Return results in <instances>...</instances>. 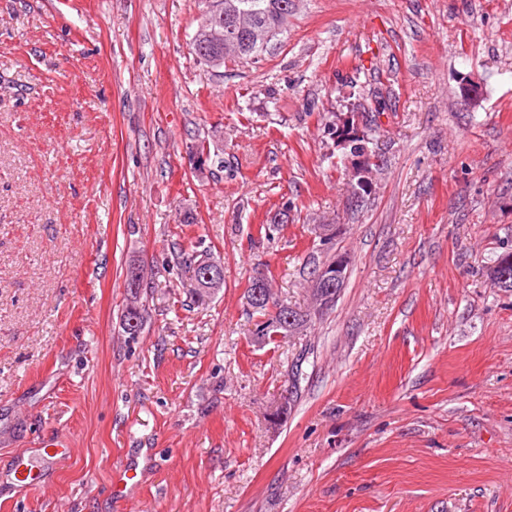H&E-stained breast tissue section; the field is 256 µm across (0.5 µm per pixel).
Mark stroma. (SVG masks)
<instances>
[{"instance_id": "obj_1", "label": "stroma", "mask_w": 512, "mask_h": 512, "mask_svg": "<svg viewBox=\"0 0 512 512\" xmlns=\"http://www.w3.org/2000/svg\"><path fill=\"white\" fill-rule=\"evenodd\" d=\"M201 12L0 0V512H512V290L485 273L512 249V0H299L220 67ZM379 97L356 203L329 126ZM340 253L335 308L254 343L252 277L304 311L303 266ZM210 259L209 257L200 258L195 263L194 268V280L196 282V288H195V296L198 301H204L205 298H209L211 294L218 290L221 285L224 284V267L217 263L212 262L211 267L208 269V271L205 274V280L207 283H209L211 286H214L216 288H210L208 286H205L201 283L198 276L201 270V264L204 263L206 260ZM223 283V284H222Z\"/></svg>"}]
</instances>
